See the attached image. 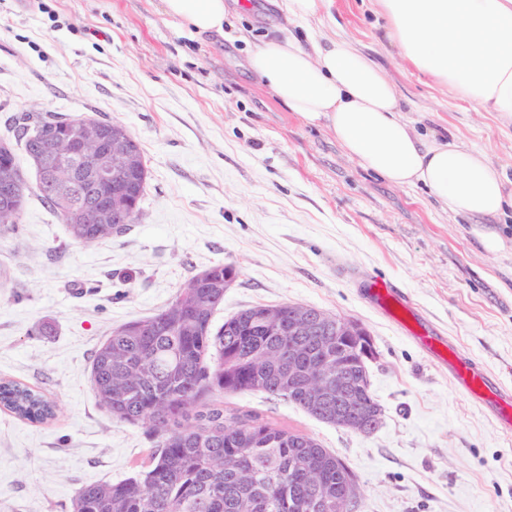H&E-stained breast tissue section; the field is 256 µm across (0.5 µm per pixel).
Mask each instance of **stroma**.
Segmentation results:
<instances>
[{
  "instance_id": "1",
  "label": "stroma",
  "mask_w": 512,
  "mask_h": 512,
  "mask_svg": "<svg viewBox=\"0 0 512 512\" xmlns=\"http://www.w3.org/2000/svg\"><path fill=\"white\" fill-rule=\"evenodd\" d=\"M224 32L196 35L162 0H0V139L38 110L122 123L149 170L142 216L85 247L28 194L0 224V378L54 400V420L0 411V512H71L79 488L149 463L141 425L112 419L92 355L112 329L156 313L209 266L234 265L215 324L253 304L313 306L357 321L377 354L374 433L263 393L226 394L338 455L361 512H512V433L366 303L358 279L393 280L460 354L512 386V208L448 213L423 186H396L351 159L325 126L288 111L248 59L278 29L268 0H226ZM320 30L386 72L415 133L483 151L512 178V124L409 68L372 0H334ZM494 234L489 246L486 234Z\"/></svg>"
}]
</instances>
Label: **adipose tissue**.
Instances as JSON below:
<instances>
[{
  "mask_svg": "<svg viewBox=\"0 0 512 512\" xmlns=\"http://www.w3.org/2000/svg\"><path fill=\"white\" fill-rule=\"evenodd\" d=\"M403 61L455 98L512 121V0H374ZM197 33L224 31L225 0H163ZM252 71L289 111L325 124L360 165L398 186L423 184L448 212L490 219L512 202V180L485 154L424 142L402 115L385 72L344 40L310 31L308 45L272 32Z\"/></svg>",
  "mask_w": 512,
  "mask_h": 512,
  "instance_id": "obj_1",
  "label": "adipose tissue"
}]
</instances>
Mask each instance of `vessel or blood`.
I'll list each match as a JSON object with an SVG mask.
<instances>
[{"mask_svg":"<svg viewBox=\"0 0 512 512\" xmlns=\"http://www.w3.org/2000/svg\"><path fill=\"white\" fill-rule=\"evenodd\" d=\"M360 286L374 309L394 321L404 334L417 342L431 362L447 368L457 391L492 416L503 432L512 433L511 387L460 358L450 340L433 331L406 295L392 282L382 278H366L361 280Z\"/></svg>","mask_w":512,"mask_h":512,"instance_id":"obj_1","label":"vessel or blood"}]
</instances>
